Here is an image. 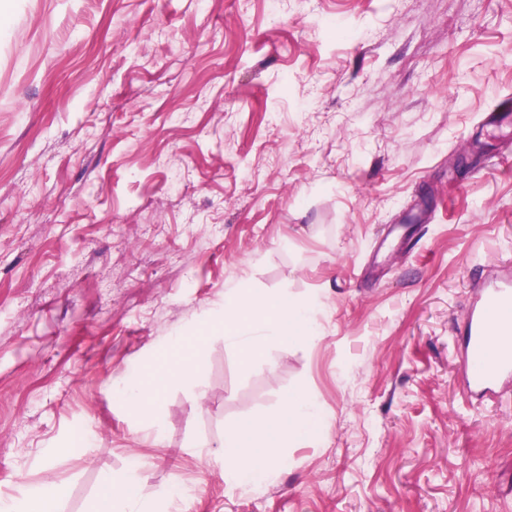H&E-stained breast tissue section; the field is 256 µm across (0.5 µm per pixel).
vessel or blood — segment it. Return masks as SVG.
I'll return each instance as SVG.
<instances>
[{"label": "vessel or blood", "mask_w": 512, "mask_h": 512, "mask_svg": "<svg viewBox=\"0 0 512 512\" xmlns=\"http://www.w3.org/2000/svg\"><path fill=\"white\" fill-rule=\"evenodd\" d=\"M459 336L468 397H485L499 382L512 379V273L502 272L480 285Z\"/></svg>", "instance_id": "obj_1"}]
</instances>
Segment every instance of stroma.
Returning a JSON list of instances; mask_svg holds the SVG:
<instances>
[{"instance_id":"35a3bbf8","label":"stroma","mask_w":512,"mask_h":512,"mask_svg":"<svg viewBox=\"0 0 512 512\" xmlns=\"http://www.w3.org/2000/svg\"><path fill=\"white\" fill-rule=\"evenodd\" d=\"M512 0H0V500L203 481L187 512H512V388L458 367L512 263ZM417 219L409 252L394 227ZM235 283L321 305L251 367L222 335L160 435L112 389ZM311 396L259 489L214 453Z\"/></svg>"}]
</instances>
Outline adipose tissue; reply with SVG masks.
<instances>
[{"instance_id":"ef3b65f1","label":"adipose tissue","mask_w":512,"mask_h":512,"mask_svg":"<svg viewBox=\"0 0 512 512\" xmlns=\"http://www.w3.org/2000/svg\"><path fill=\"white\" fill-rule=\"evenodd\" d=\"M318 304L280 292L276 294L230 288L224 292V313L220 324L225 345L238 348L241 363L250 366L262 357L269 344L312 343L321 335L317 320ZM206 339L195 331L174 338L157 354L163 366L137 373L117 391L120 405L136 416L144 428L159 433L162 398L175 383L193 384L199 371L197 358ZM322 430V416L316 402L308 396H286L274 413L240 420L225 434L224 482L230 488H246L270 480L280 462L281 448L316 436ZM138 469L107 474L100 480L91 512H166L173 495L163 491L154 498L142 493Z\"/></svg>"}]
</instances>
